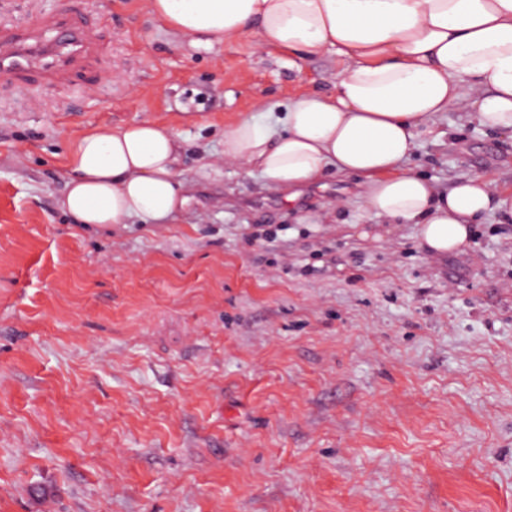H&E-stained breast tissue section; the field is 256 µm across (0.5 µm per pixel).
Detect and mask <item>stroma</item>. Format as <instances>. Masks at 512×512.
Returning a JSON list of instances; mask_svg holds the SVG:
<instances>
[{
	"label": "stroma",
	"instance_id": "stroma-1",
	"mask_svg": "<svg viewBox=\"0 0 512 512\" xmlns=\"http://www.w3.org/2000/svg\"><path fill=\"white\" fill-rule=\"evenodd\" d=\"M63 0H0L31 27ZM105 62L0 78V512H512V222L437 256L328 173L286 202L224 131L331 93L336 55L193 46L145 0H79ZM183 140L167 224H77L69 142ZM409 168L512 189V139L464 104ZM371 236L359 238V228Z\"/></svg>",
	"mask_w": 512,
	"mask_h": 512
}]
</instances>
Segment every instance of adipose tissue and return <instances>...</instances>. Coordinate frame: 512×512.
I'll list each match as a JSON object with an SVG mask.
<instances>
[{"label":"adipose tissue","mask_w":512,"mask_h":512,"mask_svg":"<svg viewBox=\"0 0 512 512\" xmlns=\"http://www.w3.org/2000/svg\"><path fill=\"white\" fill-rule=\"evenodd\" d=\"M149 13L191 45L253 34L257 49L340 62L334 92L289 101L224 133V161L294 200L328 171L360 180L365 211L411 224L443 255L472 227L512 218V190L475 175L441 191L406 163L437 120L465 103L478 123L512 136V0H146ZM181 140L151 120L102 125L73 139L61 209L80 224L169 223L187 201Z\"/></svg>","instance_id":"obj_1"}]
</instances>
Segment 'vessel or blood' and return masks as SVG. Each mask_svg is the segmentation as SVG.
I'll return each mask as SVG.
<instances>
[{
    "label": "vessel or blood",
    "instance_id": "vessel-or-blood-1",
    "mask_svg": "<svg viewBox=\"0 0 512 512\" xmlns=\"http://www.w3.org/2000/svg\"><path fill=\"white\" fill-rule=\"evenodd\" d=\"M41 23L56 31L55 40H43L33 31L6 23L0 25V77L37 76L53 86L67 87L101 54L98 35L73 21L68 7L42 17Z\"/></svg>",
    "mask_w": 512,
    "mask_h": 512
}]
</instances>
